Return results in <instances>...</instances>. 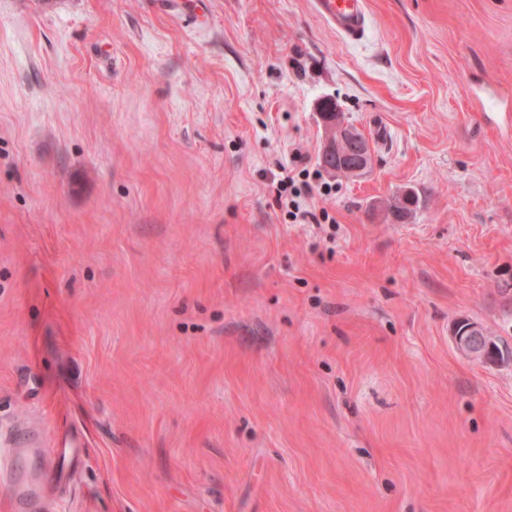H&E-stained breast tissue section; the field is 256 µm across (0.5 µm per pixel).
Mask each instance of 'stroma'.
Here are the masks:
<instances>
[{
    "mask_svg": "<svg viewBox=\"0 0 512 512\" xmlns=\"http://www.w3.org/2000/svg\"><path fill=\"white\" fill-rule=\"evenodd\" d=\"M0 0V452L42 512H512V0ZM372 149L288 224L324 102ZM411 194L401 220L389 206ZM316 15L349 42H359L366 35L365 0H312ZM281 170L279 178L272 185L278 206L285 208L289 224H335L336 218L326 209L317 214L309 204L314 188L322 196L336 193L335 184L329 182L314 183L320 179V173L310 171L304 164V158L298 149L288 157V164L277 162ZM490 339L485 327L478 323L462 321L454 329V346L461 357L485 364H501L502 355L492 348Z\"/></svg>",
    "mask_w": 512,
    "mask_h": 512,
    "instance_id": "obj_1",
    "label": "stroma"
}]
</instances>
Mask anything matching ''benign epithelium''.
Listing matches in <instances>:
<instances>
[{
    "label": "benign epithelium",
    "mask_w": 512,
    "mask_h": 512,
    "mask_svg": "<svg viewBox=\"0 0 512 512\" xmlns=\"http://www.w3.org/2000/svg\"><path fill=\"white\" fill-rule=\"evenodd\" d=\"M325 154L328 170L347 176H358L371 162L369 144L360 129L345 123L342 113L327 112L323 118ZM458 354L468 360L485 364L502 363V355L492 348L484 326L468 321L458 323L453 334Z\"/></svg>",
    "instance_id": "7a95c632"
}]
</instances>
